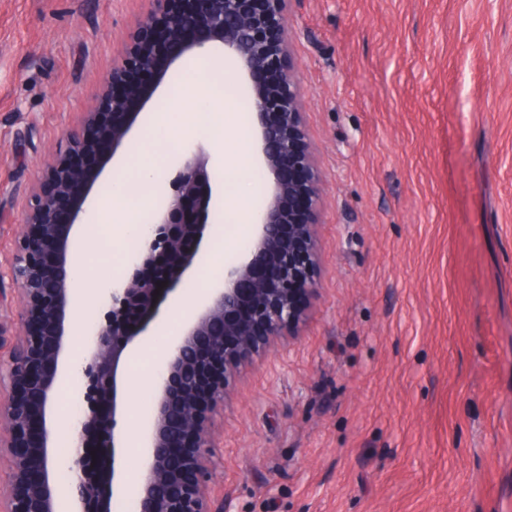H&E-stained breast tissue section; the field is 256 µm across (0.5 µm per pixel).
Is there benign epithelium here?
I'll list each match as a JSON object with an SVG mask.
<instances>
[{"mask_svg": "<svg viewBox=\"0 0 512 512\" xmlns=\"http://www.w3.org/2000/svg\"><path fill=\"white\" fill-rule=\"evenodd\" d=\"M143 35L166 22L158 51L136 42V60L112 70L103 97L68 132L70 148L46 171L48 188L27 214L13 272L23 336L0 379V456L9 459L0 512H111L129 493L136 512H211L208 482L216 448L209 421L239 369L297 323L316 293L320 175L307 144L298 69L288 57L287 0H155ZM219 52L230 65L268 179L253 230L221 282L186 314L154 381L145 422V460L134 476L116 470L121 362L152 335L162 307L195 277L216 229L221 184L203 144L183 154L176 176L148 213L125 271L97 304L104 320L80 364L66 362L67 321L77 292L75 226L145 104L179 59ZM74 379L83 413L67 457L70 480H50L56 432L48 419L58 384Z\"/></svg>", "mask_w": 512, "mask_h": 512, "instance_id": "benign-epithelium-1", "label": "benign epithelium"}]
</instances>
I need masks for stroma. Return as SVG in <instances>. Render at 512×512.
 <instances>
[{
  "mask_svg": "<svg viewBox=\"0 0 512 512\" xmlns=\"http://www.w3.org/2000/svg\"><path fill=\"white\" fill-rule=\"evenodd\" d=\"M152 0H0V353L22 329L12 262L26 210ZM290 60L322 179L317 293L215 415V512H512V0H290ZM199 71L176 62L145 110ZM234 167L241 104L215 106ZM140 122L105 178L167 136ZM125 199L83 225L115 248ZM247 240H213L193 286L120 366L137 439L185 309Z\"/></svg>",
  "mask_w": 512,
  "mask_h": 512,
  "instance_id": "stroma-1",
  "label": "stroma"
}]
</instances>
